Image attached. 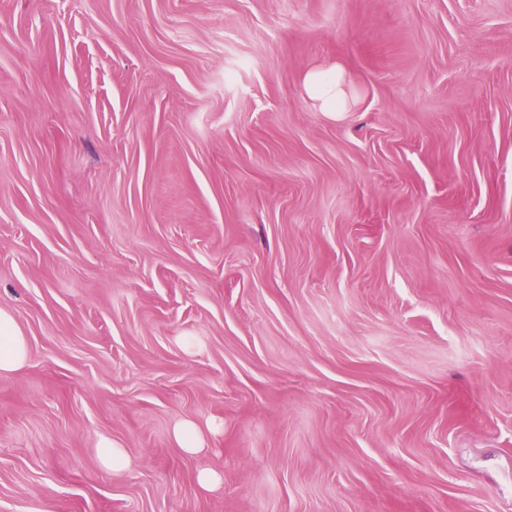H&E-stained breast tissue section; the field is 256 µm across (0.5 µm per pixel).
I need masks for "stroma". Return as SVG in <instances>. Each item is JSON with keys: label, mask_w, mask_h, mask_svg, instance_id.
<instances>
[{"label": "stroma", "mask_w": 512, "mask_h": 512, "mask_svg": "<svg viewBox=\"0 0 512 512\" xmlns=\"http://www.w3.org/2000/svg\"><path fill=\"white\" fill-rule=\"evenodd\" d=\"M0 309V512H512V0H0ZM349 80L338 63L323 64L308 70L303 79L306 95L318 104L322 112H345ZM28 356L26 336L13 315L0 309V373L21 369L27 363ZM224 431V422L207 420L200 422L193 419L179 421L172 430V440L187 454L197 455L205 451L208 440ZM96 453L100 466L107 470H124L132 464L131 456L124 444L107 436L99 437Z\"/></svg>", "instance_id": "1"}]
</instances>
